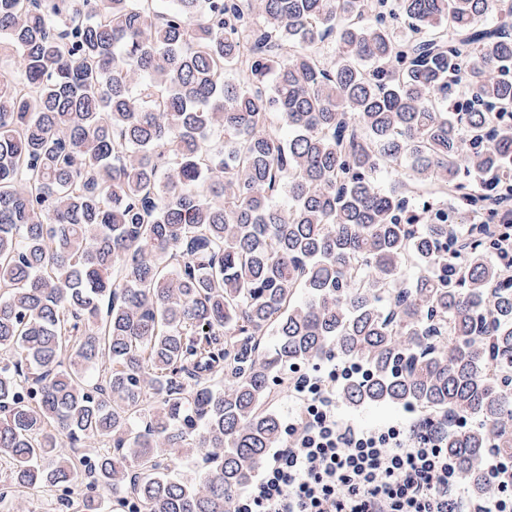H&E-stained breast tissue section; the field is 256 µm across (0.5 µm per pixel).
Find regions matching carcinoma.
Masks as SVG:
<instances>
[{"label":"carcinoma","instance_id":"carcinoma-1","mask_svg":"<svg viewBox=\"0 0 512 512\" xmlns=\"http://www.w3.org/2000/svg\"><path fill=\"white\" fill-rule=\"evenodd\" d=\"M0 457L234 512L283 374L512 461V0H0ZM280 115L283 131L270 127ZM388 163L408 175L383 187ZM285 196L288 205L276 198ZM111 443L77 456L67 441ZM203 478L172 477L175 446ZM168 463L176 472L187 473L193 477L203 474L206 466L203 453L198 448L187 445Z\"/></svg>","mask_w":512,"mask_h":512}]
</instances>
